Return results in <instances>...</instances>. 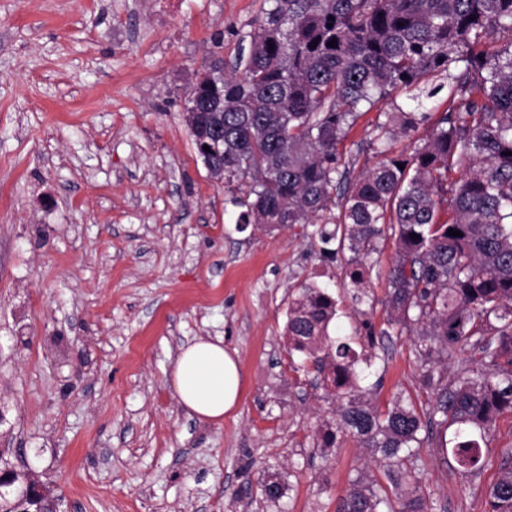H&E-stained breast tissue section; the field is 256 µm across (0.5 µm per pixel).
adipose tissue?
Returning <instances> with one entry per match:
<instances>
[{
  "instance_id": "obj_1",
  "label": "adipose tissue",
  "mask_w": 512,
  "mask_h": 512,
  "mask_svg": "<svg viewBox=\"0 0 512 512\" xmlns=\"http://www.w3.org/2000/svg\"><path fill=\"white\" fill-rule=\"evenodd\" d=\"M171 386L179 404L199 420L216 422L232 411L242 391L235 353L223 339H195L181 348L171 367Z\"/></svg>"
}]
</instances>
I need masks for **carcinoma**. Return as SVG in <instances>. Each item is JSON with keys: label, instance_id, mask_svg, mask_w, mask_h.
<instances>
[{"label": "carcinoma", "instance_id": "obj_1", "mask_svg": "<svg viewBox=\"0 0 512 512\" xmlns=\"http://www.w3.org/2000/svg\"><path fill=\"white\" fill-rule=\"evenodd\" d=\"M399 93L409 109L384 113L371 130L376 161L350 178L340 145L366 108ZM442 93L448 107L435 120L424 108ZM196 95L193 143L210 174L246 196L239 223L315 224L341 201L334 229L316 234L337 242L323 252L340 257L354 299L393 240L388 324L422 326L415 347L428 409L401 397L384 412L368 406L357 366L376 356L374 337L331 336L340 307L326 289L300 286L284 336L335 399L321 447L349 435L379 453L403 489L396 508L357 478L337 512H427L423 443L438 434V447L473 473L495 418L512 411V0H272L243 74L213 72ZM428 123L410 153L393 151ZM471 345L481 365L448 382L444 370ZM488 504L512 512L511 465Z\"/></svg>", "mask_w": 512, "mask_h": 512}]
</instances>
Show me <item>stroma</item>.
Segmentation results:
<instances>
[{
  "instance_id": "35a3bbf8",
  "label": "stroma",
  "mask_w": 512,
  "mask_h": 512,
  "mask_svg": "<svg viewBox=\"0 0 512 512\" xmlns=\"http://www.w3.org/2000/svg\"><path fill=\"white\" fill-rule=\"evenodd\" d=\"M269 0H0V457L32 471L59 512H336L352 480L387 486L377 455L339 435L314 445L334 402L294 370L288 300L317 283L336 328L376 334L369 403L417 406L415 333L386 334V245L361 301L311 226L238 223L240 205L198 157L185 121L211 50L248 55ZM366 112L342 148L371 166ZM223 338L244 377L223 422L169 385L182 345ZM431 512H487L512 464V411L495 419L476 474L419 450Z\"/></svg>"
}]
</instances>
